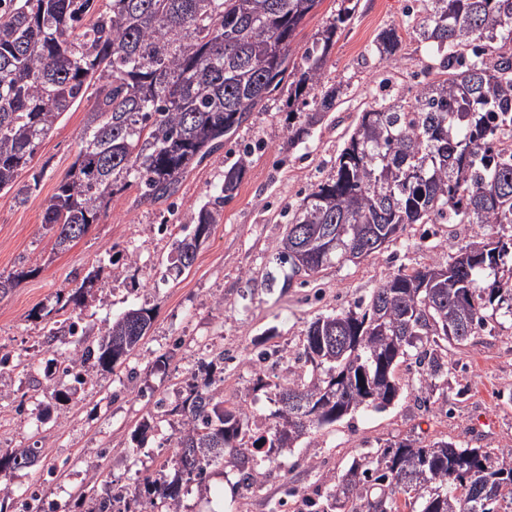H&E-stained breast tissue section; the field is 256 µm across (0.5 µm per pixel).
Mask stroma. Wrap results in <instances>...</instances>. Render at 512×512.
<instances>
[{"label":"stroma","mask_w":512,"mask_h":512,"mask_svg":"<svg viewBox=\"0 0 512 512\" xmlns=\"http://www.w3.org/2000/svg\"><path fill=\"white\" fill-rule=\"evenodd\" d=\"M353 2L355 11L325 68L324 87L339 92L335 108L312 124L310 107L289 112L287 93H276L184 176L173 200L142 204L137 188H128L112 197L106 213L69 250H55L43 212L76 159L94 103L91 90L38 145L20 176L31 187L27 201L16 203L12 193L0 191V275L30 272L0 294V351L25 363L0 375V450L34 448L39 454L33 467L0 473L1 486L18 495L43 489L57 512H88L90 493L111 484L136 486L137 475L158 469L171 455V429L161 425L138 444L133 431L210 350L224 353L225 401L247 406L253 427L266 426L277 405L270 392L252 389L255 350L277 348L295 360L315 317L367 304L390 274L447 265L453 242L512 238V224H451L437 217L406 225L381 253L323 269L308 286L283 288L277 247L308 190L332 174L360 112L377 94L410 99L439 68L438 57L407 24L405 0ZM392 27L402 43L391 58L378 51L377 37ZM247 143L257 150L237 195L225 203L193 266L176 272L170 261L174 237L183 236L184 226L212 200ZM162 224L175 225L174 235L160 234ZM111 249L119 256L106 269L102 263ZM96 269L116 286L89 298L83 312L88 325L101 327L139 307L152 309L153 321L131 363L94 375L88 388L60 401L46 374L51 359L72 354L74 345L67 337L46 341L45 335L58 318L59 297ZM448 359L453 369L431 404H423L418 369L406 361L397 370L405 387L392 405L356 412L299 447L283 449L282 468L267 471L258 491L243 488L237 471L212 468L204 483L190 485L180 512H273L283 499L288 512H302L306 498L325 493L327 475L342 473L361 453L394 439L426 444L444 438L494 452L512 448V320L488 324L465 346H449Z\"/></svg>","instance_id":"obj_1"}]
</instances>
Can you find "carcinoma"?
<instances>
[{
	"mask_svg": "<svg viewBox=\"0 0 512 512\" xmlns=\"http://www.w3.org/2000/svg\"><path fill=\"white\" fill-rule=\"evenodd\" d=\"M322 0H0V191L26 202L30 186L18 178L57 121L95 87L81 146L48 199L43 224L54 248L67 250L97 223L112 197L136 184L140 198L173 196L184 174L224 135L283 86L298 100L323 81L345 7L301 55L295 38ZM406 17L442 57L438 76L419 84L409 101L381 96L361 113L336 158L335 173L301 200L276 253L288 266L282 289L343 261L373 253L369 243L397 240L407 224L431 217L450 224H512V151L499 148L512 134V0H427ZM471 48L472 55L464 54ZM396 29L379 35L377 49L394 56ZM254 148L224 172L212 204L197 213L192 233L172 244L178 271L190 268L200 240L233 199ZM335 245L328 249L330 242ZM503 241L452 245L445 267L386 277L362 311L310 322L299 365L277 380L260 374L254 388L274 392L275 422L253 439L247 414L224 406V352L187 371L170 414L179 416L172 456L159 474L143 477L144 492L114 486L91 497L89 512H178L183 479L202 481L222 463L250 488L279 465L312 431L361 409L387 408L403 389L396 368L415 357L420 391L448 380L447 344L464 345L488 321L512 318V283L477 282L495 270ZM308 257L301 268L297 254ZM89 272L71 289L49 339H74L63 373L78 365L70 390L93 373L110 372L135 355L151 311L130 309L87 342L83 311L101 279ZM36 449L22 448L0 469H23ZM323 498L308 512H512V466L480 448L440 439L420 445L390 441L328 478ZM406 499H400V496ZM21 512H54L42 492L20 502Z\"/></svg>",
	"mask_w": 512,
	"mask_h": 512,
	"instance_id": "obj_1",
	"label": "carcinoma"
}]
</instances>
